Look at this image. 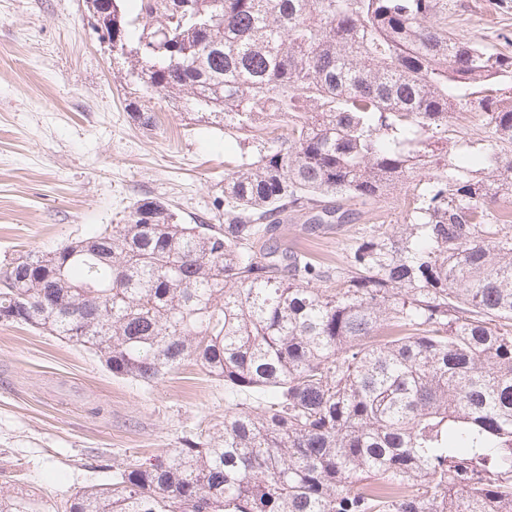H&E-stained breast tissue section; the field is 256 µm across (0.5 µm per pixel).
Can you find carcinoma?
<instances>
[{
    "mask_svg": "<svg viewBox=\"0 0 512 512\" xmlns=\"http://www.w3.org/2000/svg\"><path fill=\"white\" fill-rule=\"evenodd\" d=\"M131 75L189 94L253 156L224 223L137 201L123 224L0 274V322L151 385L224 382L223 431L184 436L62 512H512V55L442 0H139ZM484 114L476 156L448 139ZM410 186L404 223L336 268L267 245ZM496 223H488L490 216ZM0 512H32L0 490Z\"/></svg>",
    "mask_w": 512,
    "mask_h": 512,
    "instance_id": "1",
    "label": "carcinoma"
}]
</instances>
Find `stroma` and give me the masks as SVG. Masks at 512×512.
I'll list each match as a JSON object with an SVG mask.
<instances>
[{"label":"stroma","instance_id":"35a3bbf8","mask_svg":"<svg viewBox=\"0 0 512 512\" xmlns=\"http://www.w3.org/2000/svg\"><path fill=\"white\" fill-rule=\"evenodd\" d=\"M449 27L512 52V0H447ZM100 47L84 0H0V272L122 223L137 200L170 205L183 223L214 222L224 165L247 148L208 119L174 107ZM154 113L155 129L132 106ZM405 190L355 207L344 224H281L273 242L344 265L363 230L403 223ZM224 426V385L185 366L146 386L26 325L0 323V488L37 512L114 470Z\"/></svg>","mask_w":512,"mask_h":512}]
</instances>
